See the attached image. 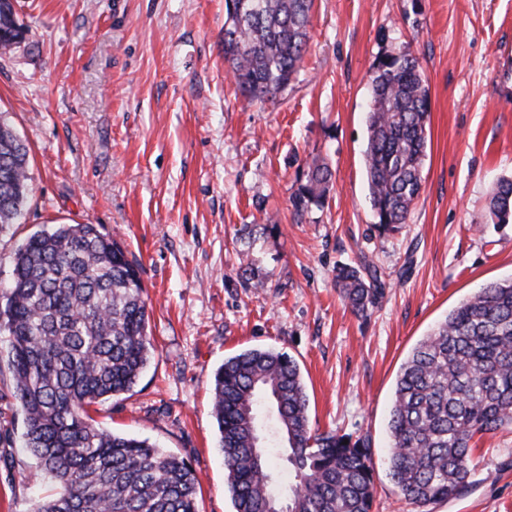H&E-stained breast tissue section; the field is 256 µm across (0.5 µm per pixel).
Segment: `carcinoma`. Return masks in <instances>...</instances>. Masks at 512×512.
<instances>
[{
    "label": "carcinoma",
    "instance_id": "cac0c4a2",
    "mask_svg": "<svg viewBox=\"0 0 512 512\" xmlns=\"http://www.w3.org/2000/svg\"><path fill=\"white\" fill-rule=\"evenodd\" d=\"M313 0H225L224 61L252 102L276 98L301 68ZM24 39L13 0H0V50ZM409 52L378 59L370 76L364 160L375 225L397 231L420 197L429 89ZM331 172L308 165L290 203L321 206ZM30 193L28 149L0 115V227L18 224ZM512 223V178L488 205ZM142 268L95 224H56L17 247L0 294V337L24 447L55 486L34 512H198L196 471L183 459L95 427L90 406L131 391L154 345ZM341 299L366 319L386 283L367 261L336 268ZM212 414L235 512H371L367 440L317 433L297 362L251 348L215 371ZM512 426V279L490 283L450 311L414 347L397 378L389 421V472L420 507L466 488L475 436Z\"/></svg>",
    "mask_w": 512,
    "mask_h": 512
}]
</instances>
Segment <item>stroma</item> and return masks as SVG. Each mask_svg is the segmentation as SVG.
Returning a JSON list of instances; mask_svg holds the SVG:
<instances>
[{
    "mask_svg": "<svg viewBox=\"0 0 512 512\" xmlns=\"http://www.w3.org/2000/svg\"><path fill=\"white\" fill-rule=\"evenodd\" d=\"M22 43L0 51V113L29 149L14 252L55 224H100L141 264L154 352L132 391L92 407L101 428L189 462L200 512H234L212 414L213 375L248 348L300 365L313 428L367 437L372 512H419L384 462L402 363L486 283L512 278V224L488 201L512 176V0H315L309 46L276 102H249L224 63V0H16ZM408 51L430 93L423 189L400 232L374 226L364 167L369 76ZM322 207L289 198L308 163ZM367 258L388 288L356 317L334 282ZM248 267L261 285L245 287ZM0 361V512L52 492L22 446ZM429 512H512V427L478 438L466 491ZM331 172L326 164L313 161L308 165L297 188L290 196V203L297 215H302L314 206H321L326 197Z\"/></svg>",
    "mask_w": 512,
    "mask_h": 512,
    "instance_id": "stroma-1",
    "label": "stroma"
}]
</instances>
